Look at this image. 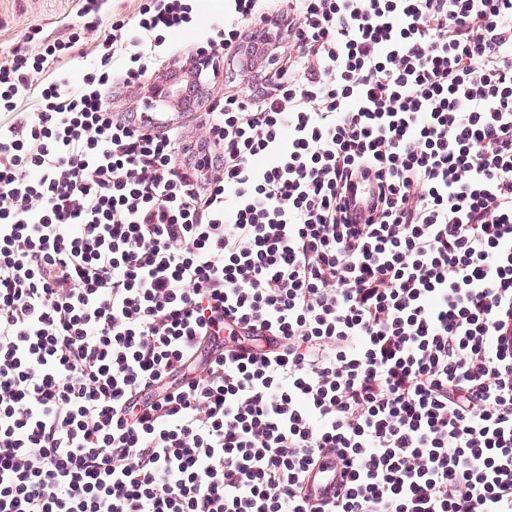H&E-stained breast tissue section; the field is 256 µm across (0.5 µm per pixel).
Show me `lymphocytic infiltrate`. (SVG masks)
<instances>
[{
  "instance_id": "1",
  "label": "lymphocytic infiltrate",
  "mask_w": 512,
  "mask_h": 512,
  "mask_svg": "<svg viewBox=\"0 0 512 512\" xmlns=\"http://www.w3.org/2000/svg\"><path fill=\"white\" fill-rule=\"evenodd\" d=\"M197 2L0 58V512H512V0H224L193 153L107 93ZM109 18L105 16L99 31L94 33L93 36L86 39L84 42L77 43L72 49V55L75 58V63L79 66L87 64L91 61L93 53L98 44L97 37L99 34L103 35L104 31H109ZM83 57V58H82ZM219 56L220 60H216L220 63L216 78L201 90L200 104L192 113L206 112L209 100L224 96L225 93H249V91L257 93L261 88L260 85H256L253 77L250 78L247 73L242 74V71L236 72L233 68L231 69L227 62H224V53ZM340 480V470L336 461H330L323 469H319L311 484V493L315 499H326L336 491Z\"/></svg>"
}]
</instances>
